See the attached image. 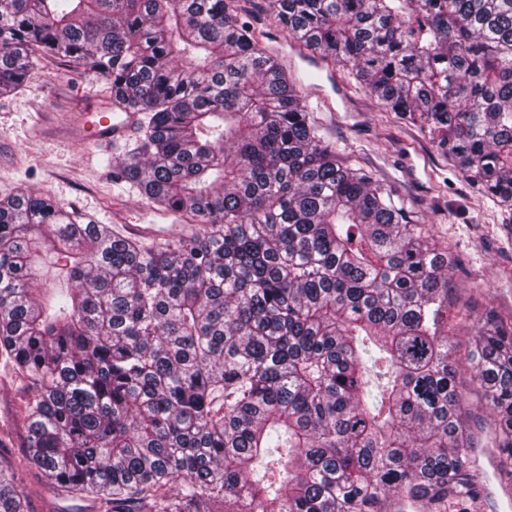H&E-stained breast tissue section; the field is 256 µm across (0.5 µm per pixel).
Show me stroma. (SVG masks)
<instances>
[{
  "mask_svg": "<svg viewBox=\"0 0 512 512\" xmlns=\"http://www.w3.org/2000/svg\"><path fill=\"white\" fill-rule=\"evenodd\" d=\"M240 6L290 73L305 76L308 52L265 12L264 0H241ZM317 80L329 103L312 119L326 140L348 164L391 185L418 223L430 225L436 246L448 250L449 343L454 354H463L486 308L512 313V216L419 127L382 110L342 67H330ZM110 93L104 78L58 57L43 62L19 91L0 95V199L21 191L46 196L122 233L132 224H152L157 233L144 237L148 246L191 240L193 225L152 206L112 175L113 157L134 147L137 131L102 147L69 134L74 116L94 113ZM28 395L27 386L0 364V465L23 459L27 451L22 406ZM24 484L29 512H94L91 501L48 487L36 466L27 468Z\"/></svg>",
  "mask_w": 512,
  "mask_h": 512,
  "instance_id": "35a3bbf8",
  "label": "stroma"
}]
</instances>
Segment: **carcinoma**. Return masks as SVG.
<instances>
[{
	"mask_svg": "<svg viewBox=\"0 0 512 512\" xmlns=\"http://www.w3.org/2000/svg\"><path fill=\"white\" fill-rule=\"evenodd\" d=\"M240 0H0V92L46 57L138 113L112 167L195 225L146 248L47 198L0 199V359L30 384L23 473L95 512H469L459 371L512 487V315L448 348V251L343 164ZM512 209V0H267ZM459 390L462 393L464 399V408L471 409L474 413L482 416L488 422L491 420L488 410L485 409L482 403H480L475 391L477 384L473 381V377L467 371L461 370L459 372Z\"/></svg>",
	"mask_w": 512,
	"mask_h": 512,
	"instance_id": "cac0c4a2",
	"label": "carcinoma"
}]
</instances>
